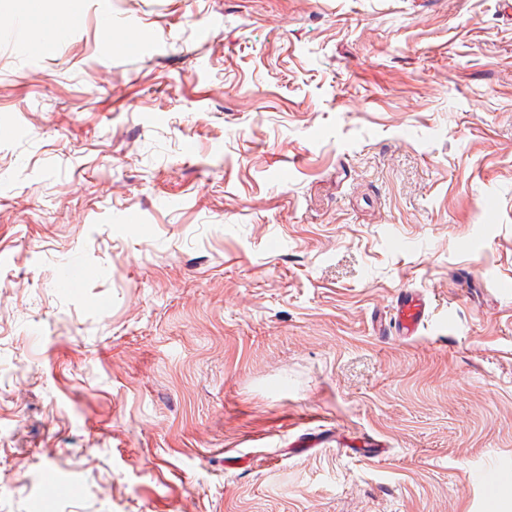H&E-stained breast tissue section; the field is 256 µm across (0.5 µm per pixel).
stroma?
I'll return each instance as SVG.
<instances>
[{
    "label": "stroma",
    "mask_w": 512,
    "mask_h": 512,
    "mask_svg": "<svg viewBox=\"0 0 512 512\" xmlns=\"http://www.w3.org/2000/svg\"><path fill=\"white\" fill-rule=\"evenodd\" d=\"M60 13L49 54L8 28ZM405 289L428 318L381 337ZM496 479L507 0H0V512H497Z\"/></svg>",
    "instance_id": "1"
}]
</instances>
